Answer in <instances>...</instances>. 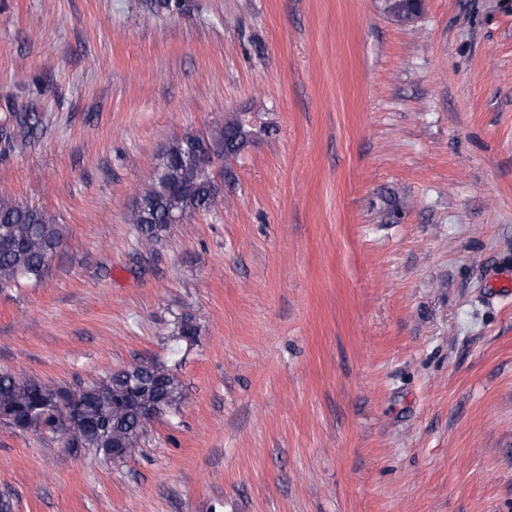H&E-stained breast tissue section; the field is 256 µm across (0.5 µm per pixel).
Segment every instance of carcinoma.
<instances>
[{"label": "carcinoma", "instance_id": "cac0c4a2", "mask_svg": "<svg viewBox=\"0 0 512 512\" xmlns=\"http://www.w3.org/2000/svg\"><path fill=\"white\" fill-rule=\"evenodd\" d=\"M41 123L40 116L21 104L12 113V124L0 131L5 142H24ZM249 131L237 119L214 128L205 137L214 158L237 157ZM197 145L187 135L163 153L156 173L133 210L130 223L141 245L159 241L167 232L170 215L186 219L216 205L213 169L184 161ZM62 241V230L44 210L0 200V288L41 281L49 261ZM198 335L192 317H180L171 335L176 348L190 345ZM182 383L172 368L161 362L133 366L105 380L77 381L59 386L0 373V408L20 418L35 419L37 428L60 433L73 448L105 459L119 460L134 450L156 418L178 409Z\"/></svg>", "mask_w": 512, "mask_h": 512}]
</instances>
